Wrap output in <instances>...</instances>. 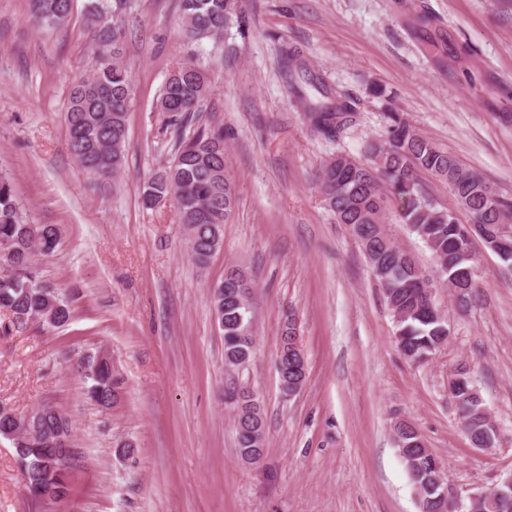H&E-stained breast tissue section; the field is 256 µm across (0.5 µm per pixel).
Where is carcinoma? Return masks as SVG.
I'll list each match as a JSON object with an SVG mask.
<instances>
[{
    "label": "carcinoma",
    "mask_w": 512,
    "mask_h": 512,
    "mask_svg": "<svg viewBox=\"0 0 512 512\" xmlns=\"http://www.w3.org/2000/svg\"><path fill=\"white\" fill-rule=\"evenodd\" d=\"M74 0H30L36 24H64ZM124 0H89L86 17L96 29L99 53L90 73L76 80L69 96L66 121L69 149L80 170L104 181L119 173L125 151L127 114L132 77L122 61L125 29L109 21ZM184 37L195 44L221 43L231 31L249 33L242 0H179ZM281 60L294 96L307 106L311 128L335 139L354 123V109L339 97L333 99L309 70L302 55L287 43ZM315 91L317 97L309 95ZM209 96V83L191 57L172 67L159 97L164 128L172 131V158L146 182L142 202L152 207L174 200L177 223L184 228L191 257L204 264L224 240V224L236 196L224 146V127L199 122L197 113ZM386 134L365 145V159L338 153L324 162L318 181L336 223L348 225L382 288L396 323V341L402 353L423 362L448 343V322L434 313L425 275L414 259L385 232L383 219L389 199L398 204L400 221L416 233L432 252L441 278L455 286L454 298L466 309L476 297L473 240L503 237L512 243V206L502 200L477 171L463 166L447 150L422 137L399 113L386 114ZM428 174L448 185L467 223L434 203L423 186ZM61 244L55 224H31L22 215L12 184L0 176V311L9 315L11 327L29 323L60 327L72 319L69 299L54 284L41 279L34 266L38 253H53ZM254 285L241 270L229 268L212 293L214 318L224 336V359L238 367L252 358L245 337L251 335L252 310L245 297ZM86 383V396L102 410L117 401L112 359L105 352L86 356L78 365ZM277 372L283 391L296 378L288 358L278 356ZM457 413L478 448L488 440L484 402L472 386L453 395ZM238 452L242 457L263 454L265 419L250 415L236 424ZM0 436L15 450L29 494L62 501L70 494L67 463L57 461L61 449L72 448V427L56 406L44 404L27 415L0 405ZM397 444L405 445L401 459L412 484L419 487L421 512H460L451 494L445 499L429 488L435 485L436 457L409 422L396 428ZM472 512H512V496H499L496 488L475 500Z\"/></svg>",
    "instance_id": "1"
}]
</instances>
